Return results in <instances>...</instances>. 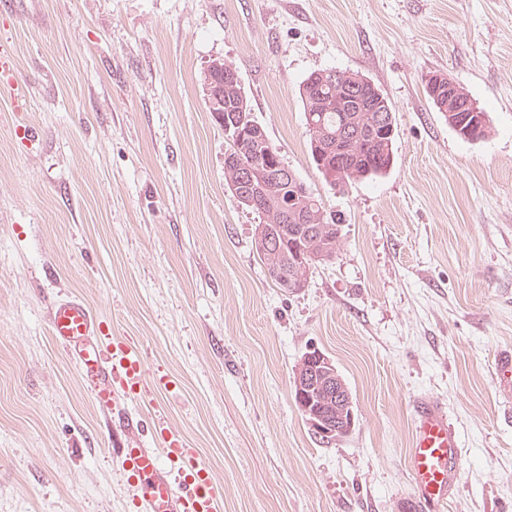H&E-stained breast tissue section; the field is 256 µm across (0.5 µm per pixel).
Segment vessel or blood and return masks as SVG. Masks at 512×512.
I'll use <instances>...</instances> for the list:
<instances>
[{
	"label": "vessel or blood",
	"mask_w": 512,
	"mask_h": 512,
	"mask_svg": "<svg viewBox=\"0 0 512 512\" xmlns=\"http://www.w3.org/2000/svg\"><path fill=\"white\" fill-rule=\"evenodd\" d=\"M49 331L72 355L98 399H107L116 388L135 402L148 394L144 359L123 342H103L101 326L83 300H56L49 311ZM155 439L156 447L121 451L123 468L140 490L138 512H221L220 494L197 449L161 425ZM460 470V437L447 408L435 397L422 396L414 407L407 460L415 512H441L458 488Z\"/></svg>",
	"instance_id": "1"
}]
</instances>
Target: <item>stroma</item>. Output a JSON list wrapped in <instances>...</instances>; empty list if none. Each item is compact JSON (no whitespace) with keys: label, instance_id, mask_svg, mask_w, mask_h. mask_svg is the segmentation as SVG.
<instances>
[{"label":"stroma","instance_id":"obj_1","mask_svg":"<svg viewBox=\"0 0 512 512\" xmlns=\"http://www.w3.org/2000/svg\"><path fill=\"white\" fill-rule=\"evenodd\" d=\"M0 512H136L125 428L49 335L84 299L106 337L170 381L160 410L223 491V512H406L415 400L461 437L442 512H512V0H0ZM233 64L283 161L344 219L335 258L288 294L227 189L229 142L201 77ZM373 80L397 121L382 178L331 187L311 164L299 86ZM450 72L488 113L469 142L424 77ZM319 349L355 402L324 444L294 402Z\"/></svg>","mask_w":512,"mask_h":512}]
</instances>
